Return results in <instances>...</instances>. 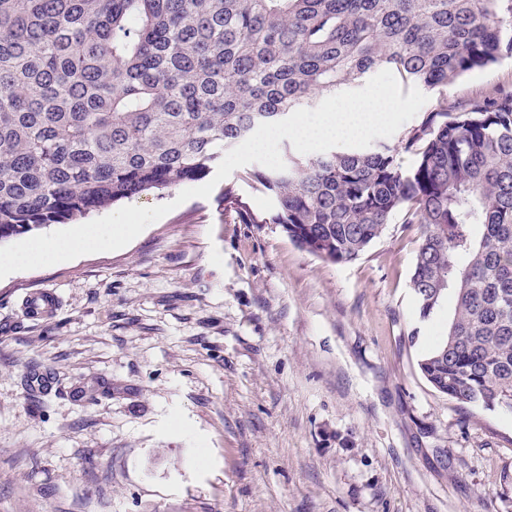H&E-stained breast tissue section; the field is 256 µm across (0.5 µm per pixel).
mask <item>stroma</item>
<instances>
[{"instance_id":"stroma-1","label":"stroma","mask_w":512,"mask_h":512,"mask_svg":"<svg viewBox=\"0 0 512 512\" xmlns=\"http://www.w3.org/2000/svg\"><path fill=\"white\" fill-rule=\"evenodd\" d=\"M222 191L0 279V512H512V412L418 369L419 226L333 264Z\"/></svg>"}]
</instances>
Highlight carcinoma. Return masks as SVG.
Wrapping results in <instances>:
<instances>
[{
    "instance_id": "cac0c4a2",
    "label": "carcinoma",
    "mask_w": 512,
    "mask_h": 512,
    "mask_svg": "<svg viewBox=\"0 0 512 512\" xmlns=\"http://www.w3.org/2000/svg\"><path fill=\"white\" fill-rule=\"evenodd\" d=\"M512 53V0H0V241L209 176L224 153L382 70L432 91ZM413 156L405 168L400 153ZM224 209L333 264L418 224L419 315L455 296L418 367L512 412V83L439 97L391 148L282 149Z\"/></svg>"
}]
</instances>
